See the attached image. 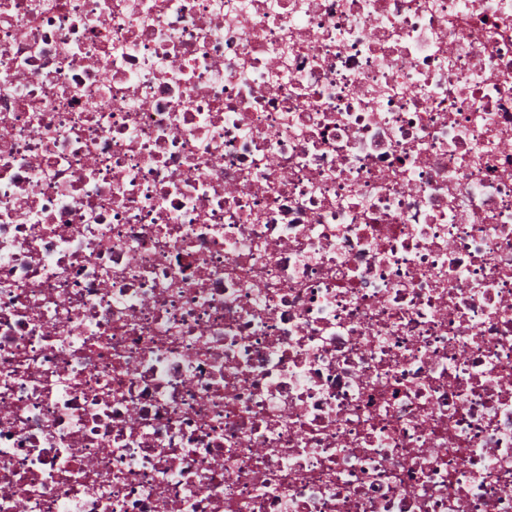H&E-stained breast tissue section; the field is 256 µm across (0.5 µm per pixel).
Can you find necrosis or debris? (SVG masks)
Wrapping results in <instances>:
<instances>
[{
  "mask_svg": "<svg viewBox=\"0 0 512 512\" xmlns=\"http://www.w3.org/2000/svg\"><path fill=\"white\" fill-rule=\"evenodd\" d=\"M0 512H512V0H0Z\"/></svg>",
  "mask_w": 512,
  "mask_h": 512,
  "instance_id": "obj_1",
  "label": "necrosis or debris"
}]
</instances>
